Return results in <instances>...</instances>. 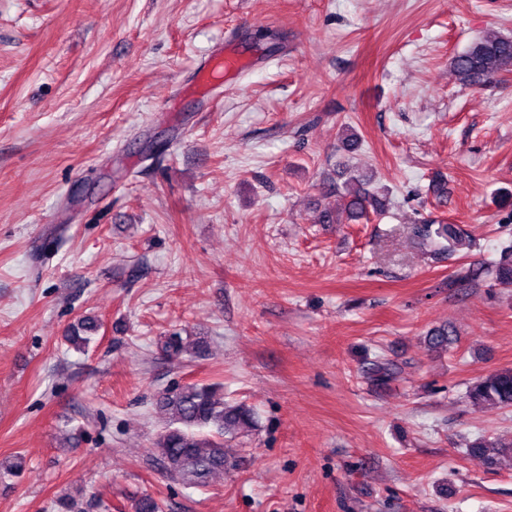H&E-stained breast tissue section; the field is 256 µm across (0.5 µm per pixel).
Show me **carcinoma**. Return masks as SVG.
<instances>
[{
    "label": "carcinoma",
    "mask_w": 512,
    "mask_h": 512,
    "mask_svg": "<svg viewBox=\"0 0 512 512\" xmlns=\"http://www.w3.org/2000/svg\"><path fill=\"white\" fill-rule=\"evenodd\" d=\"M452 67L463 86H480L512 67V37L485 36L456 55ZM370 185V178L355 173L344 181V210L350 220L359 221L387 210V194ZM413 232L433 241L442 252H457L470 245L468 236L454 224H415ZM496 273L500 283L512 285V246L502 250ZM163 349L168 356L178 358L187 346L176 332L165 338ZM397 375L398 368L391 362L377 361L370 368L372 380L382 384ZM467 398L489 411L512 408V369H502L473 382ZM157 406L169 414L166 427L154 442L158 464L170 478L197 487L208 486L214 475L224 472V437L235 429H250L256 422L251 408L224 402L223 388L214 383H188L163 391L158 395ZM496 447L479 438L465 453L496 466L499 457L492 453Z\"/></svg>",
    "instance_id": "cac0c4a2"
}]
</instances>
